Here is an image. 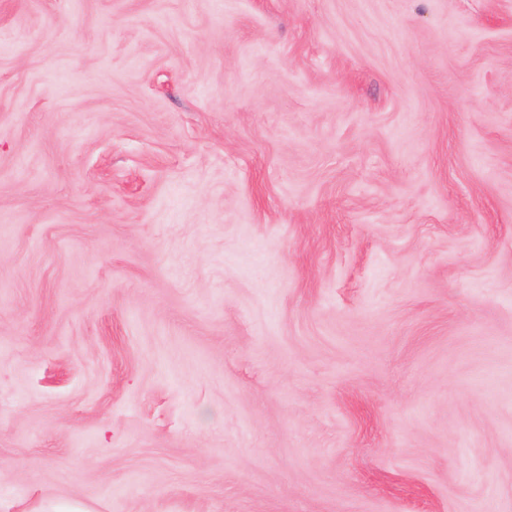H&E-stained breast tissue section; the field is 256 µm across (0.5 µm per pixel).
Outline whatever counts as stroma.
Segmentation results:
<instances>
[{"label":"stroma","mask_w":512,"mask_h":512,"mask_svg":"<svg viewBox=\"0 0 512 512\" xmlns=\"http://www.w3.org/2000/svg\"><path fill=\"white\" fill-rule=\"evenodd\" d=\"M512 512V0H0V512Z\"/></svg>","instance_id":"obj_1"}]
</instances>
